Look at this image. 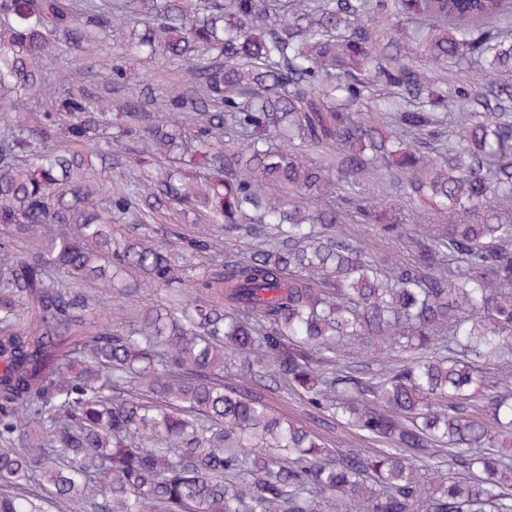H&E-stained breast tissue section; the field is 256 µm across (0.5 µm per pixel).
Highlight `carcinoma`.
I'll list each match as a JSON object with an SVG mask.
<instances>
[{
  "label": "carcinoma",
  "instance_id": "carcinoma-1",
  "mask_svg": "<svg viewBox=\"0 0 512 512\" xmlns=\"http://www.w3.org/2000/svg\"><path fill=\"white\" fill-rule=\"evenodd\" d=\"M400 17L441 75L381 51L368 23ZM511 17L512 0H0V512H512V387L487 380L512 372ZM127 19L143 30L85 83ZM144 55L186 67L160 103L132 81ZM370 181L440 222L408 232ZM171 209L256 243L114 233ZM139 288L169 299L114 328L101 309ZM252 375L383 448L329 447Z\"/></svg>",
  "mask_w": 512,
  "mask_h": 512
}]
</instances>
